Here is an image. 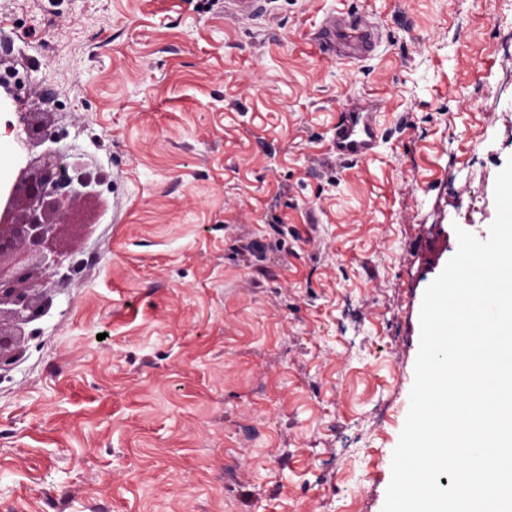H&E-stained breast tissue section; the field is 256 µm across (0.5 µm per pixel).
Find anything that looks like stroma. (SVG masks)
<instances>
[{
  "label": "stroma",
  "mask_w": 512,
  "mask_h": 512,
  "mask_svg": "<svg viewBox=\"0 0 512 512\" xmlns=\"http://www.w3.org/2000/svg\"><path fill=\"white\" fill-rule=\"evenodd\" d=\"M0 0L14 110L103 183L0 381V512H382L424 293L512 159V0ZM331 12L376 23L322 54ZM376 102L373 152L331 149ZM0 114V185L26 150ZM385 418H378V410ZM267 0H225V15L237 19L257 18L267 12ZM323 51L336 55V45L343 56L363 59L369 56L378 42V30L372 23H354L341 14H329L321 22L314 34Z\"/></svg>",
  "instance_id": "35a3bbf8"
}]
</instances>
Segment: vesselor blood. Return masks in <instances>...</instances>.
I'll return each mask as SVG.
<instances>
[{
	"label": "vessel or blood",
	"mask_w": 512,
	"mask_h": 512,
	"mask_svg": "<svg viewBox=\"0 0 512 512\" xmlns=\"http://www.w3.org/2000/svg\"><path fill=\"white\" fill-rule=\"evenodd\" d=\"M266 0H225L224 13L237 19L257 18L265 14ZM326 54L342 53L353 59L369 56L378 42V30L372 23H354L341 14H329L314 34ZM377 139L370 106L360 105L344 112L336 125L333 147L336 155L357 161L371 153Z\"/></svg>",
	"instance_id": "obj_1"
}]
</instances>
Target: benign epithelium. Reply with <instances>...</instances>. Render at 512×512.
Wrapping results in <instances>:
<instances>
[{"mask_svg":"<svg viewBox=\"0 0 512 512\" xmlns=\"http://www.w3.org/2000/svg\"><path fill=\"white\" fill-rule=\"evenodd\" d=\"M14 117L29 139H57L51 130L30 127L28 113L16 112ZM19 179L18 185L0 186V317L11 320L9 328L0 326V379L20 360L21 344L38 333L55 282L69 280L80 270L82 262L61 252L55 241L70 201L93 193L102 181L81 158L55 155L41 164H26Z\"/></svg>","mask_w":512,"mask_h":512,"instance_id":"1","label":"benign epithelium"}]
</instances>
